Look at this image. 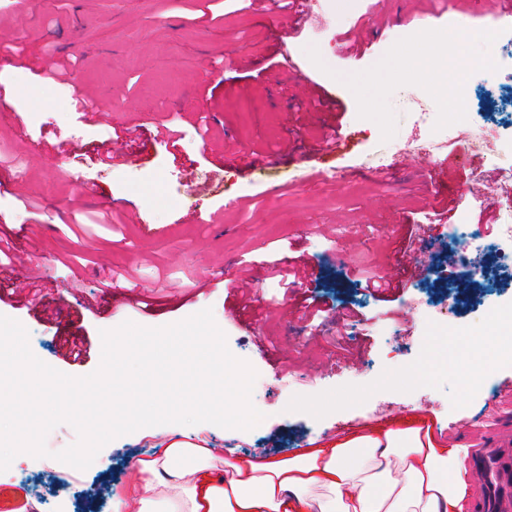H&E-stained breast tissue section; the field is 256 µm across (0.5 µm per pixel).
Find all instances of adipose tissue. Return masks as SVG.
Masks as SVG:
<instances>
[{
    "label": "adipose tissue",
    "mask_w": 512,
    "mask_h": 512,
    "mask_svg": "<svg viewBox=\"0 0 512 512\" xmlns=\"http://www.w3.org/2000/svg\"><path fill=\"white\" fill-rule=\"evenodd\" d=\"M471 478L457 450L397 447L392 433L362 436L295 459L239 456L171 442L134 460L112 512H462Z\"/></svg>",
    "instance_id": "obj_1"
}]
</instances>
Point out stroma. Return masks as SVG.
Masks as SVG:
<instances>
[{"mask_svg": "<svg viewBox=\"0 0 512 512\" xmlns=\"http://www.w3.org/2000/svg\"><path fill=\"white\" fill-rule=\"evenodd\" d=\"M503 0H377L357 24L326 28L321 46L289 31V18L262 0H0V39L23 55L0 62V239L22 250L38 287H0V315L27 329L36 357L74 377L100 365L101 332L132 321L145 327L179 322L211 309L227 347L260 380L251 400L263 421L251 430L210 423L170 425L169 436L267 462L295 458L352 441L360 432L406 431L437 447L470 420L479 447L498 427L512 425V395L502 386L512 365H498L481 390L455 379L467 352L457 330L496 335L501 312L512 315V278L487 257L469 252L464 237L438 226L434 196L455 216L474 220L501 201L508 186L494 177L512 155L489 162L469 141L450 147L434 183L423 173L434 157L420 154L378 175L367 164L399 149L412 109L449 112L447 77L456 21L479 24ZM288 37L300 56L321 54V67L279 69L277 43ZM406 50L434 47L435 81L408 80L396 62L375 71L372 57L395 38ZM341 98L331 111L322 92ZM96 107L76 111L72 95ZM495 83L471 88L470 122L488 143L512 140V112ZM178 131L176 146L154 138L156 126ZM340 134L341 151L318 158L316 137ZM470 160L466 168L456 156ZM342 178L326 180L324 166ZM280 184L263 191V181ZM207 184L205 199L194 188ZM237 198L236 207L224 205ZM207 222L186 217L192 205ZM112 221L98 223L101 212ZM415 251L441 259L464 251L482 286L453 297L429 280L407 281L395 301L370 297L353 269L396 276L405 237ZM298 257L311 276L303 292H285L269 263ZM125 275L139 294L125 306L104 292L110 274ZM329 308H353L359 321L315 325L296 310L304 292ZM448 315L441 334L425 330L414 305ZM240 307L238 319L226 318ZM91 343L81 365L63 360L64 337ZM342 337L347 353L335 352ZM369 418L366 429L353 428ZM156 427L104 446L83 471L19 455L0 472V501L19 512H111L114 492L135 458L157 453Z\"/></svg>", "mask_w": 512, "mask_h": 512, "instance_id": "35a3bbf8", "label": "stroma"}]
</instances>
